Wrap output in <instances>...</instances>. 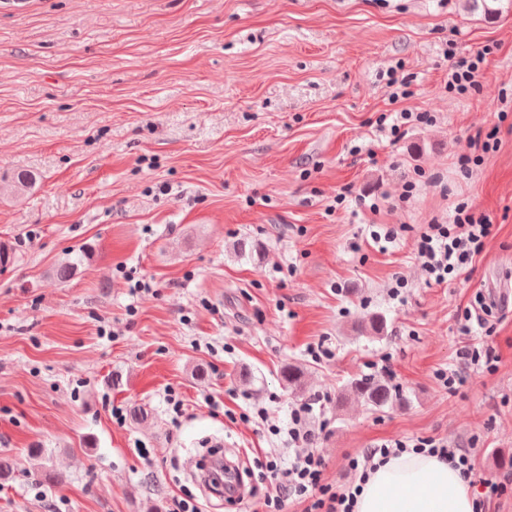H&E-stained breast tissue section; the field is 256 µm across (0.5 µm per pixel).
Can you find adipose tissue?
Instances as JSON below:
<instances>
[{
  "mask_svg": "<svg viewBox=\"0 0 512 512\" xmlns=\"http://www.w3.org/2000/svg\"><path fill=\"white\" fill-rule=\"evenodd\" d=\"M468 479L446 460L412 451L390 456L362 482L356 512H474Z\"/></svg>",
  "mask_w": 512,
  "mask_h": 512,
  "instance_id": "1",
  "label": "adipose tissue"
}]
</instances>
